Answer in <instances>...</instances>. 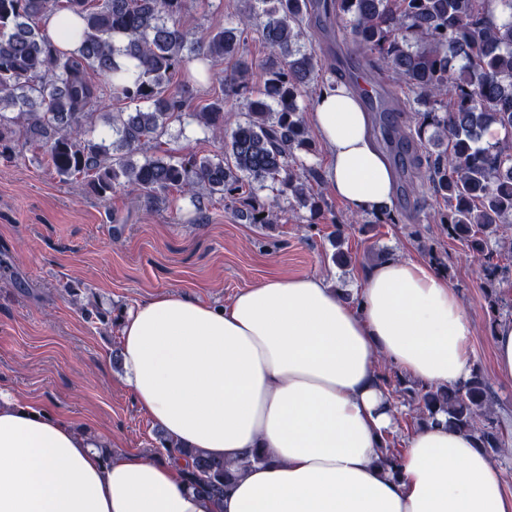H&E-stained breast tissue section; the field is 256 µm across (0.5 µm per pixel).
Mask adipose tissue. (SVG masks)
Returning a JSON list of instances; mask_svg holds the SVG:
<instances>
[{
	"mask_svg": "<svg viewBox=\"0 0 512 512\" xmlns=\"http://www.w3.org/2000/svg\"><path fill=\"white\" fill-rule=\"evenodd\" d=\"M309 121L332 193L357 213L388 207L392 171L357 97L323 88ZM356 297L320 276H275L221 306L157 294L119 321L141 412L174 442L244 466L222 505L187 488L182 457L102 459L111 437L0 391V512H512L493 460L446 424L414 431L385 462L397 423L379 362L426 386L471 374L473 328L455 289L391 255ZM257 449L265 461L246 463Z\"/></svg>",
	"mask_w": 512,
	"mask_h": 512,
	"instance_id": "1",
	"label": "adipose tissue"
}]
</instances>
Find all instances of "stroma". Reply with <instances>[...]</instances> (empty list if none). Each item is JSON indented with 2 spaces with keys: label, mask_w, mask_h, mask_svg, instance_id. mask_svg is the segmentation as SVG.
<instances>
[{
  "label": "stroma",
  "mask_w": 512,
  "mask_h": 512,
  "mask_svg": "<svg viewBox=\"0 0 512 512\" xmlns=\"http://www.w3.org/2000/svg\"><path fill=\"white\" fill-rule=\"evenodd\" d=\"M248 6V0H191L181 25L203 37L229 26ZM320 190L328 204L323 217L289 210L268 229L216 200L174 197L155 205L127 185L98 198L61 179L36 145H20L15 160H0V261L10 266L0 277V388L111 436L117 449L150 451L156 427L111 363L121 347L117 331L86 318L84 309L97 304L124 312L164 292L224 304L275 274L321 275L352 292L380 252L425 262L434 247L449 255L448 281L473 325L472 361L492 377L497 410L512 433V384L493 378L482 270L459 242L430 224L442 199L420 193L403 205L406 223L348 231L352 264L341 269L328 257V235L350 211L328 185ZM416 226L418 238L411 234Z\"/></svg>",
  "instance_id": "1"
}]
</instances>
